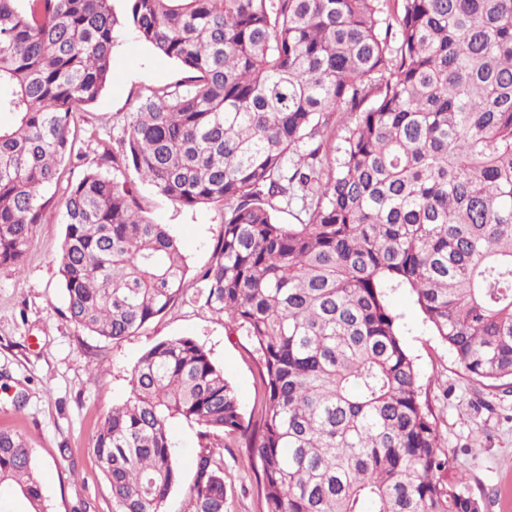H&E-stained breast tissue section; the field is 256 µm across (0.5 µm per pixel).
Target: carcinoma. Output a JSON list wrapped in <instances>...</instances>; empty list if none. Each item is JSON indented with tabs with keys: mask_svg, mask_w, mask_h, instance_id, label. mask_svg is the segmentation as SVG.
Returning a JSON list of instances; mask_svg holds the SVG:
<instances>
[{
	"mask_svg": "<svg viewBox=\"0 0 512 512\" xmlns=\"http://www.w3.org/2000/svg\"><path fill=\"white\" fill-rule=\"evenodd\" d=\"M0 0V267L58 201L68 318L114 341L177 302L224 317L259 364L244 416L182 336L139 358L93 453L112 512H163L170 428L198 427L186 512H224V438L261 512H482L440 446L388 291L416 297L470 376L512 380V0ZM131 29L184 77L137 98L75 181L76 115ZM354 114L336 137L331 117ZM222 234L188 277L126 171ZM54 188L50 197L43 192ZM300 204L304 219L277 213ZM48 512L23 437L0 430V505Z\"/></svg>",
	"mask_w": 512,
	"mask_h": 512,
	"instance_id": "1",
	"label": "carcinoma"
}]
</instances>
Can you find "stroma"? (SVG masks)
<instances>
[{
  "label": "stroma",
  "mask_w": 512,
  "mask_h": 512,
  "mask_svg": "<svg viewBox=\"0 0 512 512\" xmlns=\"http://www.w3.org/2000/svg\"><path fill=\"white\" fill-rule=\"evenodd\" d=\"M113 77L99 100L81 113V147L93 162L105 134L119 136L136 97L182 78L179 64L156 54L132 32L113 49ZM148 218L168 225L190 272L208 266L223 230L215 205L182 206L140 184ZM60 209L48 207L35 225L21 270L0 268V429L19 432L38 466L49 512H112V498L92 450V436L112 407L127 399L131 373L154 343L190 336L209 351L233 386L243 412L255 398L257 366L243 337L222 316L175 303L136 334L105 340L67 317L56 257L64 238ZM402 340L412 355L422 394L432 405L442 448L453 456L485 512H512V384L492 388L473 379L433 336L414 296L390 291ZM182 470L165 512H184L199 451L197 430L171 427ZM225 512H259L248 453L224 451Z\"/></svg>",
  "instance_id": "stroma-1"
}]
</instances>
